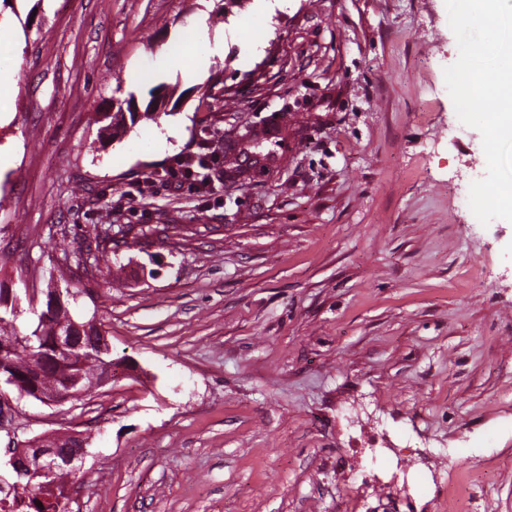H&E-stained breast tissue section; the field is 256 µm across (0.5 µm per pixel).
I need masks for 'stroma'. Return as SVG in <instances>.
<instances>
[{"label":"stroma","instance_id":"obj_1","mask_svg":"<svg viewBox=\"0 0 512 512\" xmlns=\"http://www.w3.org/2000/svg\"><path fill=\"white\" fill-rule=\"evenodd\" d=\"M201 27L224 53L189 81L166 55ZM458 54L445 0H0V278L44 289L111 228L72 314L122 360L75 407L13 400L0 449L91 432L73 512H512V223L469 207ZM270 126L214 193L143 183ZM251 138V136L241 138L238 142L240 144L237 152L228 158L229 164H235V166H233L235 172L246 173L264 165L260 156L249 149V141ZM112 237H108L106 235L105 237L100 238V234H98L95 238V249L93 250L91 248V245H88V251L92 253L93 256V262L90 264L91 267H95L98 271L101 270L102 265L108 270V272L111 274L112 272Z\"/></svg>","mask_w":512,"mask_h":512}]
</instances>
